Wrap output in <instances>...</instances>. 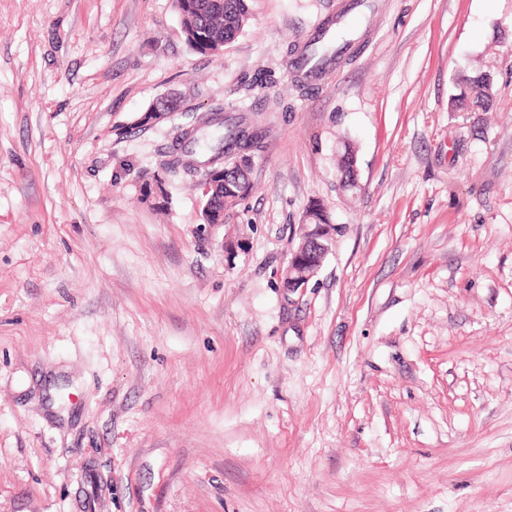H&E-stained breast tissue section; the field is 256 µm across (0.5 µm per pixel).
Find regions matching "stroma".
I'll return each mask as SVG.
<instances>
[{
  "instance_id": "1",
  "label": "stroma",
  "mask_w": 512,
  "mask_h": 512,
  "mask_svg": "<svg viewBox=\"0 0 512 512\" xmlns=\"http://www.w3.org/2000/svg\"><path fill=\"white\" fill-rule=\"evenodd\" d=\"M248 7L201 54L172 0H0V512H512V0ZM216 106L265 151L207 224L163 165ZM348 43L347 34L341 35L337 31L336 33L333 31L326 39H324V35H320L319 39H313L306 47L305 62L315 58L317 60L315 65L317 75L322 74L326 67L343 52L344 48L346 49ZM493 82H489L488 74L480 71L473 76H465L458 83L459 94L454 99L459 101L471 100L475 106L486 108L493 96ZM302 224H314V226L302 225L304 230L305 228L309 230L297 247L290 249L288 253L282 277L283 286L288 295L299 290L302 292L318 274L331 248L334 235L339 229L337 224L330 223V217L325 210L306 211Z\"/></svg>"
}]
</instances>
